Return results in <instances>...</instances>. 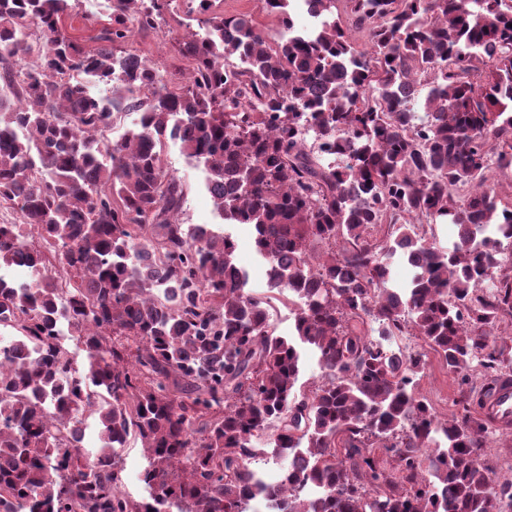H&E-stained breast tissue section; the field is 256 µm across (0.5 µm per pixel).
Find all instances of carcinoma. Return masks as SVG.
<instances>
[{
    "label": "carcinoma",
    "instance_id": "carcinoma-1",
    "mask_svg": "<svg viewBox=\"0 0 512 512\" xmlns=\"http://www.w3.org/2000/svg\"><path fill=\"white\" fill-rule=\"evenodd\" d=\"M78 2L0 0V207L34 230L0 224V269L22 262L32 277L0 281V512H247L258 497L268 512L512 507V479L482 460L495 421L466 406L438 417L415 391L423 354L391 346L417 336L463 378L512 365V337L497 334L512 309L498 272L512 198L496 179L512 171V0H343L359 42L338 0H308L311 34L295 31L291 0H264L288 35L214 14L180 44L191 76L175 91L114 54L172 0L84 15L91 50L65 27ZM105 100L140 128L100 137ZM168 138L205 165L218 216L252 230L271 287L296 298V337L276 335L246 290L231 236L179 223ZM423 222L452 225V247ZM396 255L413 270L401 286ZM301 344L324 370L308 394ZM88 410L93 453L71 438ZM271 427V458L297 462L277 485L254 467ZM132 435L139 501L121 463Z\"/></svg>",
    "mask_w": 512,
    "mask_h": 512
}]
</instances>
